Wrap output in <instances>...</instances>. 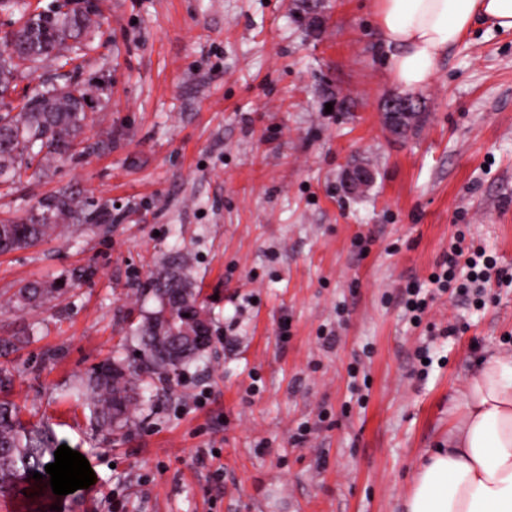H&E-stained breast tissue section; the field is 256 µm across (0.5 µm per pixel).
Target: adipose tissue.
<instances>
[{
    "instance_id": "ef3b65f1",
    "label": "adipose tissue",
    "mask_w": 512,
    "mask_h": 512,
    "mask_svg": "<svg viewBox=\"0 0 512 512\" xmlns=\"http://www.w3.org/2000/svg\"><path fill=\"white\" fill-rule=\"evenodd\" d=\"M376 13L388 71L410 94L475 21L512 30V0H378ZM405 512H512V356L484 358L469 378L448 444L419 467Z\"/></svg>"
}]
</instances>
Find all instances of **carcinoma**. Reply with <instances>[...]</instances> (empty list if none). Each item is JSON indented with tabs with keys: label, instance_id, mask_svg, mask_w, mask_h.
<instances>
[{
	"label": "carcinoma",
	"instance_id": "carcinoma-1",
	"mask_svg": "<svg viewBox=\"0 0 512 512\" xmlns=\"http://www.w3.org/2000/svg\"><path fill=\"white\" fill-rule=\"evenodd\" d=\"M20 12L22 22L0 39V102L11 84L23 73H34L48 62L60 69L72 64L79 44L93 24L87 14L61 6L27 13L23 0H0L1 6ZM91 90L73 82L39 85L22 103L5 106L0 113V184L21 180L25 155L33 149L42 153L41 167L31 174L39 178L59 158L71 154L75 141L87 124L84 106ZM84 211L81 200L66 191L39 198L26 220L0 222V254L31 246L68 227L69 220ZM190 258L164 263L142 292L153 295L156 306L130 329L138 342L133 361L113 358L104 361L76 388L87 399L101 431L112 435L135 423L139 411L138 381L147 376L161 384L171 383L191 365L208 357V345L196 341L195 322L185 316L188 307L198 306L199 291L187 275ZM68 283L28 282L20 285L1 307L27 312L59 300ZM56 439L46 427L25 424L19 408L0 399V493L10 490L30 473H45L55 462Z\"/></svg>",
	"mask_w": 512,
	"mask_h": 512
}]
</instances>
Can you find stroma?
Returning <instances> with one entry per match:
<instances>
[{
    "instance_id": "stroma-1",
    "label": "stroma",
    "mask_w": 512,
    "mask_h": 512,
    "mask_svg": "<svg viewBox=\"0 0 512 512\" xmlns=\"http://www.w3.org/2000/svg\"><path fill=\"white\" fill-rule=\"evenodd\" d=\"M95 2L76 157L0 190V221L58 191L112 220L0 255V296L71 280L54 308L0 309V338L20 339L0 369L23 421L49 425L95 483L58 496L24 479L0 512H404L469 376L512 355L511 284L475 301L429 281L459 239L512 269V31L476 24L396 137L375 0ZM359 163L374 180L352 196ZM180 254L212 318L208 359L148 387L132 430L103 439L67 390L135 358L129 326L155 306L141 290ZM420 288L415 284H408L403 293V305L409 314L411 321L416 319L415 324H419L425 312L427 303L424 298H419Z\"/></svg>"
}]
</instances>
